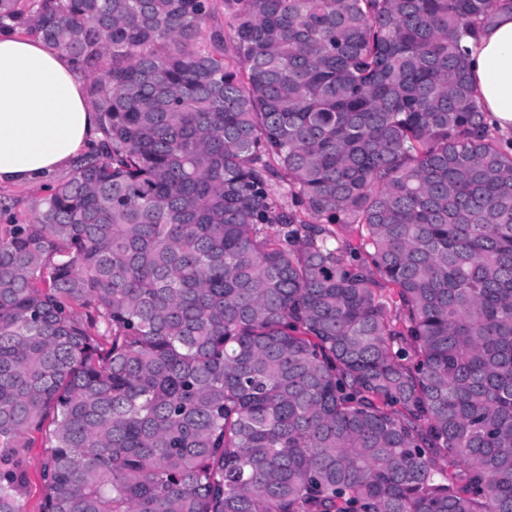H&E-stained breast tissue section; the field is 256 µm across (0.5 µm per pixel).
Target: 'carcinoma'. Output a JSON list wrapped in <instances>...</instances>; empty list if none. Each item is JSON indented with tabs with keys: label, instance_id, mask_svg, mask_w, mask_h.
Segmentation results:
<instances>
[{
	"label": "carcinoma",
	"instance_id": "carcinoma-1",
	"mask_svg": "<svg viewBox=\"0 0 512 512\" xmlns=\"http://www.w3.org/2000/svg\"><path fill=\"white\" fill-rule=\"evenodd\" d=\"M20 2L102 138L0 227V512L38 437L40 512H512V0ZM213 4L212 13L203 26V38L208 41L211 33L219 31L224 35V40L230 43L232 32L228 22L232 12L231 1L213 0ZM470 77L489 125L512 138V11L501 10L477 40H468Z\"/></svg>",
	"mask_w": 512,
	"mask_h": 512
}]
</instances>
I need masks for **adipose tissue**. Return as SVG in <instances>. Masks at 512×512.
I'll use <instances>...</instances> for the list:
<instances>
[{
	"mask_svg": "<svg viewBox=\"0 0 512 512\" xmlns=\"http://www.w3.org/2000/svg\"><path fill=\"white\" fill-rule=\"evenodd\" d=\"M470 77L489 125L512 138V11L468 41ZM86 76L65 53L0 27V187L48 186L100 140Z\"/></svg>",
	"mask_w": 512,
	"mask_h": 512,
	"instance_id": "ef3b65f1",
	"label": "adipose tissue"
}]
</instances>
